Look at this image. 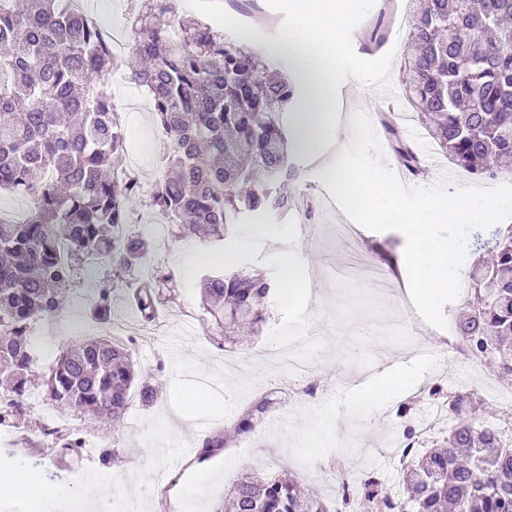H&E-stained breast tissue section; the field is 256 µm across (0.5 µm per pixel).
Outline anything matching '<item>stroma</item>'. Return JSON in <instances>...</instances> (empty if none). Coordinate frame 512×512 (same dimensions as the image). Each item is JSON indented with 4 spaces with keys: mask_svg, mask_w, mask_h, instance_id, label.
<instances>
[{
    "mask_svg": "<svg viewBox=\"0 0 512 512\" xmlns=\"http://www.w3.org/2000/svg\"><path fill=\"white\" fill-rule=\"evenodd\" d=\"M372 2L362 0L353 10L351 34L363 32ZM173 6L178 17L209 21L228 36L241 30L238 16L246 14L248 22L263 21L262 33L270 42L296 20L289 0H249L245 5L238 0H173ZM351 34L341 49L340 75L349 92L340 95L339 110L371 113L385 107L391 127L404 130L409 105L397 76L407 35L368 52ZM123 123L129 153L138 156L143 170H150L160 140L150 111L126 113ZM340 155L336 148L318 156L297 154L298 189L317 200L329 198L328 170ZM347 221L339 209L320 224L307 223L301 214L244 219L225 248L234 253L235 267L263 275L275 290L261 332L242 334L230 343L216 334L195 287L210 268L196 259L203 244L172 237L166 246L155 247L151 266L172 271L176 282L165 288L154 322L129 318L119 336L143 380L157 389L156 399L148 405L136 403L114 427L89 416L66 415L65 429L84 440L76 455L65 453L44 433L54 408L28 407L17 427H0V474L28 467V457L16 445L24 435L44 448L43 468L61 475L54 485L57 496L77 499L93 476L111 481L110 497L99 503L98 512H180L189 499L197 512H211L213 502L247 472L264 477L292 473L305 489L329 501L336 498L334 475L341 463L375 472L386 482L397 481L389 446L393 435L429 403L422 386L454 385L468 359L449 357L447 331L427 325L414 308L400 232L354 228L365 257L387 280L386 289L338 279V270L352 255L337 240L334 227ZM286 256L301 272L298 289L290 292L283 286ZM139 275L136 269L117 278L103 268L81 271L67 299L66 318L54 327L39 324L34 329L35 373H46L62 348L103 334L90 315V303L79 302V292L110 284L125 288ZM284 340L307 361L304 376L265 358V350ZM421 346L433 349L434 362L414 359V349ZM379 363L406 370L411 377L408 392H418V399L408 401V393H401L367 403L360 380ZM195 388L206 391V403H188L186 395ZM265 395L272 403L261 423L252 432L233 433L237 418ZM403 401L409 408L401 416L397 408ZM214 435L225 437L224 449L198 464L201 441ZM106 449L115 453L107 464L101 460Z\"/></svg>",
    "mask_w": 512,
    "mask_h": 512,
    "instance_id": "stroma-1",
    "label": "stroma"
}]
</instances>
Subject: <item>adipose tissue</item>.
<instances>
[{"label":"adipose tissue","mask_w":512,"mask_h":512,"mask_svg":"<svg viewBox=\"0 0 512 512\" xmlns=\"http://www.w3.org/2000/svg\"><path fill=\"white\" fill-rule=\"evenodd\" d=\"M298 23L277 41L265 44L259 29H252L250 42L270 55L286 54L293 61L294 76L301 86L295 138L313 155L340 145L336 119L337 70L342 37L351 0H292Z\"/></svg>","instance_id":"1"}]
</instances>
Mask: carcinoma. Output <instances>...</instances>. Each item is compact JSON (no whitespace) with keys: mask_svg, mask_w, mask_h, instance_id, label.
I'll return each instance as SVG.
<instances>
[{"mask_svg":"<svg viewBox=\"0 0 512 512\" xmlns=\"http://www.w3.org/2000/svg\"><path fill=\"white\" fill-rule=\"evenodd\" d=\"M143 69L129 79L149 96L155 126L167 139L165 176L148 208L176 225L179 238L221 245L243 218L285 216L295 206V148L288 109L299 89L243 41L198 20L176 17L170 0H147L134 17ZM414 54L398 82L441 153L475 176H496L512 157V0H424L409 33ZM127 62L112 56L102 25L66 9V0H0V191L30 198L25 220L0 219V421L23 414L32 389L62 413L107 418L118 425L133 390L144 402L152 388L140 381L131 352L108 337L64 349L34 384L29 336L66 306L83 258L101 256L115 275L139 266L151 244L139 235L112 252L114 228L128 223L139 187L120 178L126 138L112 106L109 78ZM475 252L492 256L471 274L466 310L455 317L465 353L497 360L512 379V225L476 237ZM156 271L135 288H101L91 314L112 319L114 302L151 322L158 312ZM202 307L217 327L265 322L273 286L244 269L205 272L196 284ZM448 413L465 419L448 428V447L422 455L402 452L399 502L377 478H340L349 512H512V423L488 419L473 391L448 396ZM262 398L234 425L254 427L267 408ZM233 512H330L326 500L306 496L288 475L242 476L231 488Z\"/></svg>","mask_w":512,"mask_h":512,"instance_id":"1","label":"carcinoma"}]
</instances>
